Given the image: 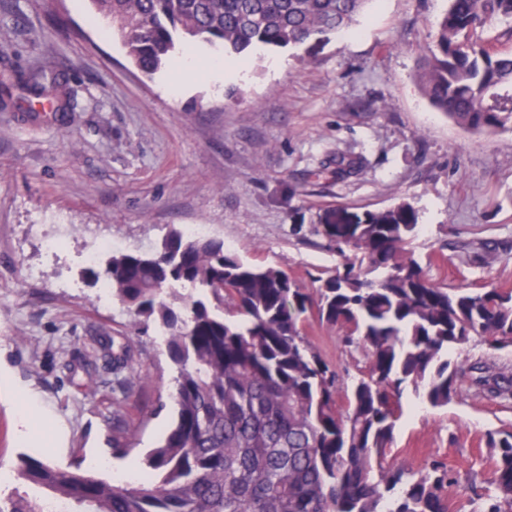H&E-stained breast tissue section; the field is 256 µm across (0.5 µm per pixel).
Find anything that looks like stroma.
<instances>
[{"mask_svg": "<svg viewBox=\"0 0 512 512\" xmlns=\"http://www.w3.org/2000/svg\"><path fill=\"white\" fill-rule=\"evenodd\" d=\"M445 0H376L353 34L314 54H253L247 74L222 50L198 46L195 78L177 66L144 76L90 0H0V488L23 454L73 458L120 481L170 426L174 369L164 340L138 328L119 301L98 302L84 264L99 229L120 251H156L170 229L207 225L237 254L283 270L306 288L334 268L316 233L336 209L400 202L417 212L411 249L451 286L512 288V132H470L423 97L417 50ZM226 72L213 78L211 68ZM62 112L29 109L27 88ZM354 161L337 172V159ZM72 227L48 255L34 227ZM488 243L465 264L464 247ZM126 336L139 382L122 410L130 440L112 454L113 375L100 337ZM310 343L340 373L356 359L335 328L309 320ZM388 454L419 469L446 458L459 478L451 512H472L492 479L486 434L512 432V401L462 395L447 407L402 398Z\"/></svg>", "mask_w": 512, "mask_h": 512, "instance_id": "35a3bbf8", "label": "stroma"}]
</instances>
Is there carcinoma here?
<instances>
[{"label":"carcinoma","mask_w":512,"mask_h":512,"mask_svg":"<svg viewBox=\"0 0 512 512\" xmlns=\"http://www.w3.org/2000/svg\"><path fill=\"white\" fill-rule=\"evenodd\" d=\"M373 2L91 0L146 76L190 41L239 58L261 48L310 52L351 31ZM502 24L512 38V0H448L416 54L423 95L469 131H512V49L484 38ZM418 231L405 202L319 225L341 262L313 295L224 240L179 228L153 254L112 255V294L164 337L175 418L145 454L142 479L114 483L81 460L62 468L25 456L0 512H450L457 478L444 460L417 471L387 462L403 394L433 408L464 387L511 399L512 375L465 370L450 355L474 340L512 344V289L435 283L409 250ZM313 313L364 357L350 381L307 340ZM101 346L129 392L131 343L106 336ZM488 446L491 488L474 512H512V433L490 434ZM128 450L114 414L112 452Z\"/></svg>","instance_id":"1"}]
</instances>
